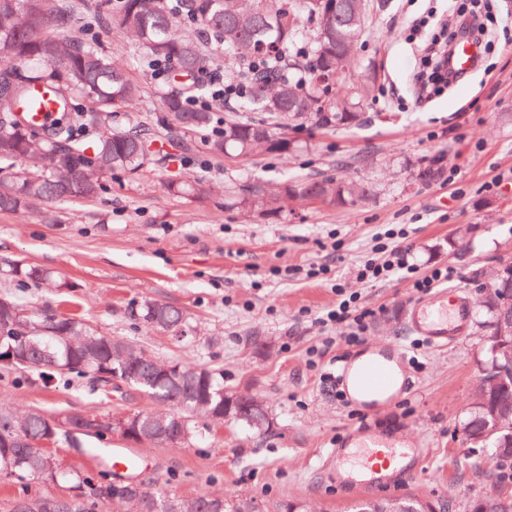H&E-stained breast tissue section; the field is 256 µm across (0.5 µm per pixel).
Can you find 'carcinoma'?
I'll return each mask as SVG.
<instances>
[{"instance_id": "1", "label": "carcinoma", "mask_w": 512, "mask_h": 512, "mask_svg": "<svg viewBox=\"0 0 512 512\" xmlns=\"http://www.w3.org/2000/svg\"><path fill=\"white\" fill-rule=\"evenodd\" d=\"M78 6L71 0H0V50L12 60L0 66V212L37 209L45 203H79L96 198L101 179L114 170L131 175L144 172L159 150L157 129L181 133L205 129L212 113L191 112L183 94L160 96L163 116L152 125L134 111L141 84L92 40L64 38ZM190 19L193 32L179 23ZM315 22L306 36L305 22ZM104 22L139 44L153 60L178 67L185 79L207 66L204 46L217 38L243 69L257 60L273 67L254 78L247 103L269 112L274 124L249 119L224 122L220 134L207 141L210 154L249 156L257 151V135L288 139L292 125H353L360 120V104L372 95L370 79L347 90L332 85L352 69L365 22L364 0H119L104 13ZM52 88L62 116L48 129L32 122L20 103L31 88ZM83 106H75V100ZM123 112L126 125L112 127L114 114ZM371 187L352 178L333 176L288 184L287 194H268L255 187L243 189L233 204L244 209L253 203L278 218L290 199L329 195L339 205L368 197ZM6 276L49 281L51 272L36 266L13 264ZM11 308L0 313V351L15 349L18 360L0 368L22 381L37 377L48 383L68 384L89 378L108 395L127 385L155 400L158 407L132 414L145 441L157 445H184L195 437L193 417L202 415L224 423V381L206 368L181 367L168 375L160 361L136 345H113L110 336L94 333L80 320L50 313L0 296ZM142 320L150 327L181 338L186 334L184 314L157 300L142 304ZM476 322L481 328L478 367L512 371V351L498 348L499 327L512 324V263L498 268L486 282ZM499 418L500 430L483 436L490 415ZM56 422L39 412L0 406V477L23 487L33 481L65 482L74 494L20 499L15 512H257L250 499H227L203 494L188 502L159 489L151 481H114L110 472L96 476L63 468L43 444ZM55 442L76 435L107 439L105 429L81 423L73 415L58 423ZM471 431L473 448H486L492 458L512 461V448L499 439L512 436V388L498 391L479 385L463 419ZM428 501L402 496L358 504L354 512H425ZM469 512H512V499L476 500Z\"/></svg>"}]
</instances>
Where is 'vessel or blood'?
Masks as SVG:
<instances>
[{
	"label": "vessel or blood",
	"instance_id": "1",
	"mask_svg": "<svg viewBox=\"0 0 512 512\" xmlns=\"http://www.w3.org/2000/svg\"><path fill=\"white\" fill-rule=\"evenodd\" d=\"M477 54L476 42L463 38L453 52L450 66L456 72H468ZM30 99L36 106L32 120L39 124L56 120L58 110L47 87L35 86ZM470 316L468 302L449 299L447 290L441 289L411 303L407 325L429 345L438 348L461 335ZM404 368L403 353L391 346L373 351L366 358L357 356L344 360L339 381L345 394L370 415L389 404L394 393L403 390ZM423 457L424 450L419 444L404 438L381 439L377 431L366 424L337 442L328 455V465L346 473L343 482L346 489L361 491L374 485H401L419 470Z\"/></svg>",
	"mask_w": 512,
	"mask_h": 512
}]
</instances>
